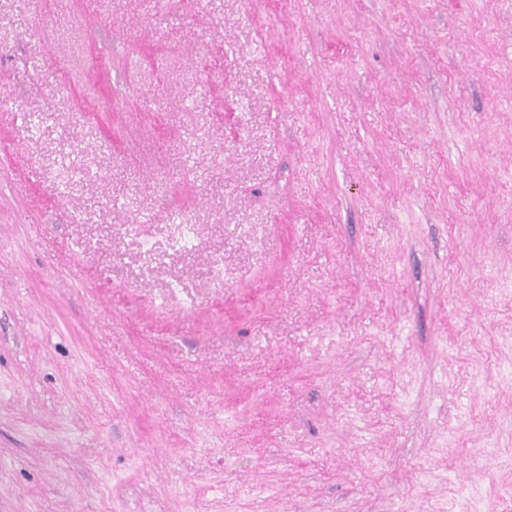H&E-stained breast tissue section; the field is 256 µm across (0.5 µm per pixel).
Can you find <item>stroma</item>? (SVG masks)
Here are the masks:
<instances>
[{
    "label": "stroma",
    "instance_id": "1",
    "mask_svg": "<svg viewBox=\"0 0 512 512\" xmlns=\"http://www.w3.org/2000/svg\"><path fill=\"white\" fill-rule=\"evenodd\" d=\"M0 512H512V0H0Z\"/></svg>",
    "mask_w": 512,
    "mask_h": 512
}]
</instances>
